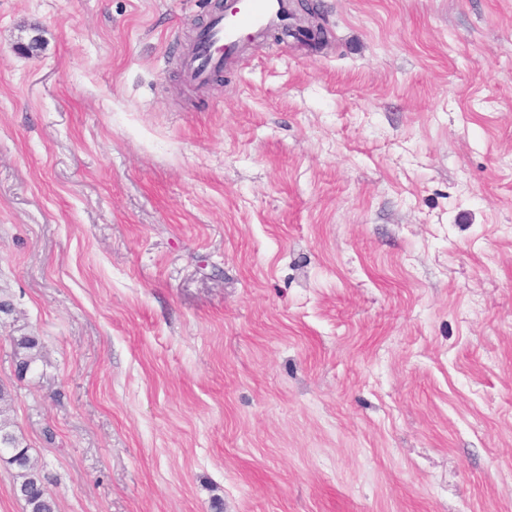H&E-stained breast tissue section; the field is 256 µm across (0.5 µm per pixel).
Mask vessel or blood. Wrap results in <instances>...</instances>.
Segmentation results:
<instances>
[{
	"mask_svg": "<svg viewBox=\"0 0 512 512\" xmlns=\"http://www.w3.org/2000/svg\"><path fill=\"white\" fill-rule=\"evenodd\" d=\"M288 0H232L225 12L211 16L188 49L184 75L188 83L202 85L236 55L245 38H263L288 24Z\"/></svg>",
	"mask_w": 512,
	"mask_h": 512,
	"instance_id": "vessel-or-blood-1",
	"label": "vessel or blood"
}]
</instances>
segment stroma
I'll return each instance as SVG.
<instances>
[{"label": "stroma", "mask_w": 512, "mask_h": 512, "mask_svg": "<svg viewBox=\"0 0 512 512\" xmlns=\"http://www.w3.org/2000/svg\"><path fill=\"white\" fill-rule=\"evenodd\" d=\"M317 3L193 86L209 0H0V419L57 512H512V0ZM301 2L302 7L301 11L307 16V18H304L302 22L304 25H302L305 28L310 29L312 34L315 36V41L313 40L312 43L314 46H320L324 43L325 35H324V24L323 22H320L319 20H322L319 15L315 14L314 12V4L308 3L313 0H298ZM305 2V4L303 3ZM317 40V43H316Z\"/></svg>", "instance_id": "obj_1"}]
</instances>
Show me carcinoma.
<instances>
[{
  "mask_svg": "<svg viewBox=\"0 0 512 512\" xmlns=\"http://www.w3.org/2000/svg\"><path fill=\"white\" fill-rule=\"evenodd\" d=\"M37 346L32 336L16 339V353L20 356L22 370L29 369L34 360L32 350ZM0 435L8 442L0 444V456L6 455L7 463L17 469L16 495L26 505V512H56L55 500L47 495L43 488L40 473L31 464L29 448L22 446L18 436L9 429L7 423L0 421Z\"/></svg>",
  "mask_w": 512,
  "mask_h": 512,
  "instance_id": "carcinoma-1",
  "label": "carcinoma"
}]
</instances>
